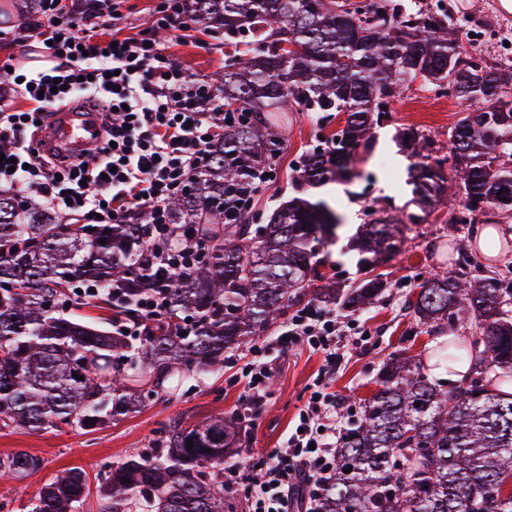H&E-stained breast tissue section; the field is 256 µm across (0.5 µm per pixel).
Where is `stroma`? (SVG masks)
Wrapping results in <instances>:
<instances>
[{
	"instance_id": "35a3bbf8",
	"label": "stroma",
	"mask_w": 512,
	"mask_h": 512,
	"mask_svg": "<svg viewBox=\"0 0 512 512\" xmlns=\"http://www.w3.org/2000/svg\"><path fill=\"white\" fill-rule=\"evenodd\" d=\"M446 2L470 33L469 39L463 42L466 50L481 55L491 65L512 55V17L501 9L500 0ZM25 11L23 0H0V31L5 34L0 40V65L13 63L35 68L43 64L39 53H23L11 39ZM161 41L189 73L216 84L221 81L228 57L247 61L258 46L250 36L238 46H228L223 39L212 38L198 27L182 38L162 34ZM461 111L454 99L434 90L425 81L406 82L386 111L375 116L366 145L357 149L354 156L357 176L315 186L299 179L297 167L306 152L322 148L332 134L343 128L345 114L315 115L293 110L280 118L277 178L256 200L255 218H263L276 204L292 197L328 201L342 216L334 244L325 247L319 255L320 277L310 282L303 305L315 304V295L325 282L345 286L358 280L356 260L346 246L360 226L368 223L371 214L401 221V250L381 268L389 283L387 291L370 307L336 313L337 319L347 326L348 342L345 360L330 390L348 418H357L363 399L376 390L377 373L390 355L404 354L425 361L438 345L439 332L417 325L409 310L419 279L456 270L464 259L469 262L470 276L476 278L493 270L504 272L512 268V248L495 260H487L472 245L473 225L449 223L448 214L459 208V197H448L443 207L419 223L411 221L417 207L410 173L420 155L413 144L406 142L405 133L410 128L418 130L430 142L431 157L443 156L448 152V129L457 122ZM363 329L373 336L365 347L355 341L356 334ZM279 332V327H270L254 337L252 343L232 349V359L225 362L223 370L190 381L187 391L177 400L153 402L104 429L94 432L0 430V454L24 451L42 460L41 470L25 479L0 480V501L8 502L11 512H31L43 484L58 471L76 467L87 473L91 488L82 512H97L95 489L104 461H115L147 447L172 417L180 415L190 423L213 415L232 417L244 394L239 376L251 359L252 345L273 339ZM322 363V355L304 346L280 355L273 362L268 402L254 427L242 429L241 446L234 453V460L257 458L279 446Z\"/></svg>"
}]
</instances>
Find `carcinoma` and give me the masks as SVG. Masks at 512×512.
<instances>
[{"instance_id":"cac0c4a2","label":"carcinoma","mask_w":512,"mask_h":512,"mask_svg":"<svg viewBox=\"0 0 512 512\" xmlns=\"http://www.w3.org/2000/svg\"><path fill=\"white\" fill-rule=\"evenodd\" d=\"M183 2L199 27L229 43L260 32L270 40V50L224 66V99L250 112V121L224 129L204 169L167 204L169 223L198 236L204 257L168 291L166 320L132 336L111 333L101 318H65L57 306L84 284L115 282L132 302L147 294L152 279L139 257L151 225L143 217L68 224L0 193L1 430L95 431L178 397L186 382L223 368L224 351L300 301L320 277L317 256L333 242L339 214L323 201L293 199L273 210L261 236L250 212L231 224L224 214V193L250 182L272 157L279 111L346 113L331 146L302 158L301 177L315 185L349 172L374 113L420 75L460 104L482 103L448 128V157L414 165L422 212L444 200L450 177L467 211L474 201L512 211V65L491 67L461 51L463 25L445 11L410 13L393 0ZM287 43L306 51L294 54ZM400 245L393 219H372L349 244L362 278L316 298L343 309L370 304L388 287L378 267ZM506 280L499 272L422 280L410 303L417 323L453 334L435 350V366L465 364L466 375L448 387L413 358L389 357L359 423L341 440L316 512H512V495L503 496L512 480ZM238 442L235 422L222 416L173 419L151 447L105 467L98 512H226L224 460ZM40 468L33 454L0 455V479ZM88 494L86 474L64 469L44 484L32 512H79Z\"/></svg>"}]
</instances>
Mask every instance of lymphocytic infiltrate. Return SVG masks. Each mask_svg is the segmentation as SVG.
Returning <instances> with one entry per match:
<instances>
[{
	"mask_svg": "<svg viewBox=\"0 0 512 512\" xmlns=\"http://www.w3.org/2000/svg\"><path fill=\"white\" fill-rule=\"evenodd\" d=\"M118 16L104 0H89L77 12L44 0L40 13L22 21L26 38L42 40L51 65L36 72L0 69V186L38 196L88 224L147 215L149 269L160 279L137 308L144 320L159 321L169 288L199 254L193 237L175 232L166 204L204 167L212 137L228 124L249 122L250 115L228 112L218 87L188 73L159 41L162 31H190L182 0H159L151 25L132 36L121 34ZM16 85L24 87L29 108L7 97ZM80 100L96 104L102 138L94 150L64 163L41 150L34 136L52 110ZM342 333L335 316L309 307L297 311L273 342L253 346L246 393L234 411L249 426L269 397L270 351L305 345L322 354L323 365L282 447L256 462L225 466L224 489L244 493L248 512H291L332 479L341 431L328 380L341 366Z\"/></svg>",
	"mask_w": 512,
	"mask_h": 512,
	"instance_id": "1",
	"label": "lymphocytic infiltrate"
}]
</instances>
